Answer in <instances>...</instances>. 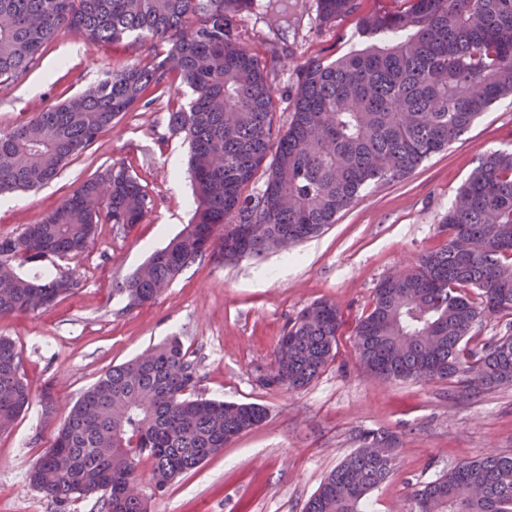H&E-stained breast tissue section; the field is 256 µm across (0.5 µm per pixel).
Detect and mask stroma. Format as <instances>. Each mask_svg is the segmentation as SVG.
<instances>
[{
	"label": "stroma",
	"instance_id": "35a3bbf8",
	"mask_svg": "<svg viewBox=\"0 0 512 512\" xmlns=\"http://www.w3.org/2000/svg\"><path fill=\"white\" fill-rule=\"evenodd\" d=\"M266 0H253L235 25L238 41L268 65L276 117L287 128L297 67L364 46L359 17L403 11L407 0H358L356 14L319 22L317 0H298L296 18L273 30ZM151 41L96 50L62 29L15 82L0 85V130L27 119L125 65L151 58ZM192 92H155L119 116L82 155L31 193L0 205V235L39 222L83 181L126 170L147 195L139 224L99 225L93 245L71 262H45L42 273L76 269L80 286L46 311L0 318V336L21 356L32 402L13 429L0 433V512H104L101 498L59 502L39 492L30 472L53 440L66 410L112 366L176 336L197 367L205 397L255 403L267 410L257 428L222 453L153 489L141 462L135 490L149 512H303L328 474L357 446L361 429L397 433L393 474L369 495V512H402L419 484L489 453H512V385L458 393L444 381L382 383L361 366L353 334L372 308L378 284L402 265L439 248L438 226L459 187L489 150L512 148V101L484 112L448 149L408 176L381 182L336 216L335 224L285 253L227 265L214 259L185 268L158 299L129 307L112 290L194 219L189 145L169 115L188 108ZM336 303L342 327L336 356L309 386L287 392L263 385L284 328L313 301ZM55 411L46 414L43 393Z\"/></svg>",
	"mask_w": 512,
	"mask_h": 512
}]
</instances>
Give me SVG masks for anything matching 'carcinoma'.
Here are the masks:
<instances>
[{"label": "carcinoma", "instance_id": "carcinoma-1", "mask_svg": "<svg viewBox=\"0 0 512 512\" xmlns=\"http://www.w3.org/2000/svg\"><path fill=\"white\" fill-rule=\"evenodd\" d=\"M252 0H0V84L22 76L61 29L94 48L150 39L160 51L0 131V195L32 191L112 128L147 94L193 92L170 113L190 144L195 220L115 282L131 307L155 301L189 265L285 250L336 222L367 187L400 179L462 136L495 102L512 97V0H409L395 14L359 19L369 43L333 61L298 66L288 129L276 127L265 64L240 45L236 17ZM290 0H270L285 22ZM318 19L357 0H317ZM266 186L244 190L260 171ZM146 195L126 170L82 182L21 233L0 237V316L37 313L72 295L75 271L30 278L48 258L76 259L99 224L141 221ZM437 250L386 277L355 327L365 369L385 381L456 383L468 392L512 385V336L471 345L489 315H512V150L482 156L439 225ZM342 318L335 303L302 309L274 351L265 385L297 391L333 361ZM14 343L0 336V433L29 407ZM195 364L171 337L116 365L66 412L31 473L55 499L98 495L106 512H148L131 493L139 463L154 491L222 452L267 417L264 407L194 394ZM305 512H363L394 470L398 436L359 433ZM407 512H512V454L459 464L414 491Z\"/></svg>", "mask_w": 512, "mask_h": 512}]
</instances>
